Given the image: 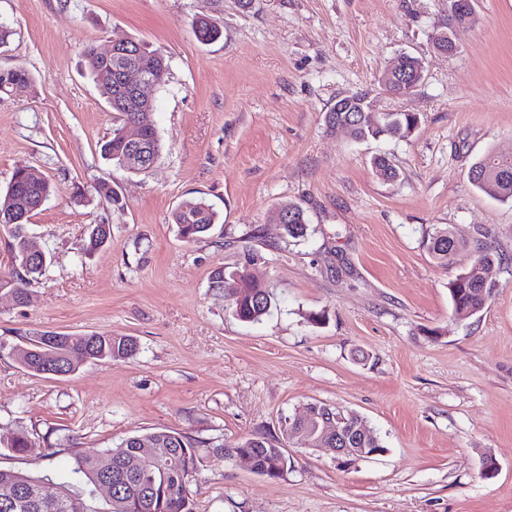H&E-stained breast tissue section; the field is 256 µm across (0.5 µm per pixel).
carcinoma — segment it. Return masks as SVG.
Wrapping results in <instances>:
<instances>
[{
	"instance_id": "1",
	"label": "carcinoma",
	"mask_w": 512,
	"mask_h": 512,
	"mask_svg": "<svg viewBox=\"0 0 512 512\" xmlns=\"http://www.w3.org/2000/svg\"><path fill=\"white\" fill-rule=\"evenodd\" d=\"M194 35L201 43H210L221 37L220 28L206 17L197 19ZM85 67L100 96L112 110V134L100 146L103 157L120 168H126L124 157L127 145L119 137L120 131L128 124L140 127L145 146L155 155L162 152V142L154 121V106L149 104L134 112L127 110L119 101L113 84L102 75L117 65L116 60H107L88 45L82 51ZM402 70L406 78L396 73H384L382 84L385 89L401 97L409 96L424 80L419 71L420 58L405 54L402 56ZM31 76L28 71L10 68L0 71V93L13 94L14 86H28ZM367 108L365 97L353 93L336 100L324 113V124L330 133L344 128L351 139L362 141L369 138L405 139L420 122L417 112H383L378 120L363 116L354 124L349 117L352 111ZM372 168L379 176L393 181L398 171L391 161L382 155L371 161ZM26 166L17 167L5 190L0 191V226L8 228L11 237L10 247L12 266L0 273V287L13 293L19 304L28 299L27 285L43 275L45 268L25 264L29 248L27 224L24 220L11 224L6 217L13 214L16 201L26 203V210L33 213L57 192V188L47 179L30 183L27 181ZM469 177L472 184L484 195L501 202H512V157L508 158L488 151L471 167ZM278 212L284 223L281 229L284 236L299 238L306 233L304 210L295 203L281 205ZM182 237L193 241L209 233L217 223V213L202 198L184 201L172 215ZM464 244L454 238L447 229H439L430 236L428 245L432 258L440 265H448ZM254 256L247 255L245 263L230 268H219L212 273V286L222 288L231 300L235 316L244 322H259L269 314L273 293L267 283L250 271ZM502 257L488 246L479 245L474 249L470 266L457 275L448 285L449 297L454 313L483 310L491 299L490 289L496 287ZM43 344L42 337L27 339V343L15 349L16 359L29 371L37 372L42 365L38 354ZM136 343L127 336H114L107 332L91 334H55L54 362L64 372H73L83 360H119L131 356ZM314 420L305 423L290 422L282 433L304 430L316 434V425L326 418L341 415L346 428L354 426L353 412L324 403L312 404ZM6 446L15 453H23L30 447L28 436L23 432L6 438L0 437V447ZM280 447L265 436L245 438L227 446L234 456L244 453L253 460V472L278 478L283 475L286 462L279 460ZM112 469L109 482L112 483V497L106 500V507L96 505L93 496L95 484L104 477L92 456L73 454L70 474L81 481L85 489L78 491L68 485L61 486L63 497L58 502H46L38 498L40 476L0 470V512H192L190 486L197 473L196 450L182 434L171 430H160L136 435L123 440L109 450Z\"/></svg>"
}]
</instances>
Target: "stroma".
<instances>
[{"label":"stroma","mask_w":512,"mask_h":512,"mask_svg":"<svg viewBox=\"0 0 512 512\" xmlns=\"http://www.w3.org/2000/svg\"><path fill=\"white\" fill-rule=\"evenodd\" d=\"M474 7L446 56L432 37L448 0H0L13 31L0 69L33 76L0 95V190L19 165L60 189L28 225L44 275L26 305L0 295V435L32 441L0 447V469L53 474L73 453L168 429L199 458L193 512H512V204L468 178L486 151L512 155V0ZM203 16L217 42L196 39ZM126 38L169 64L149 90L164 148L140 175L100 154L112 112L82 56ZM403 53L425 63L406 98L381 84ZM356 92L374 112L420 113V127L406 140L327 133L324 113ZM378 153L397 181L376 175ZM103 182L119 206L102 203ZM200 197L219 222L187 242L172 214ZM288 202L306 212L304 238L273 220ZM101 222L112 237L89 249ZM441 228L466 244L445 267L426 244ZM479 243L503 264L490 303L464 319L448 285ZM247 251L275 297L257 323L210 280ZM46 332L126 335L137 349L38 375L15 348ZM311 403L361 415L384 452L343 467L289 444L275 479L225 457L224 445L281 437ZM488 454L498 473L484 480Z\"/></svg>","instance_id":"1"}]
</instances>
